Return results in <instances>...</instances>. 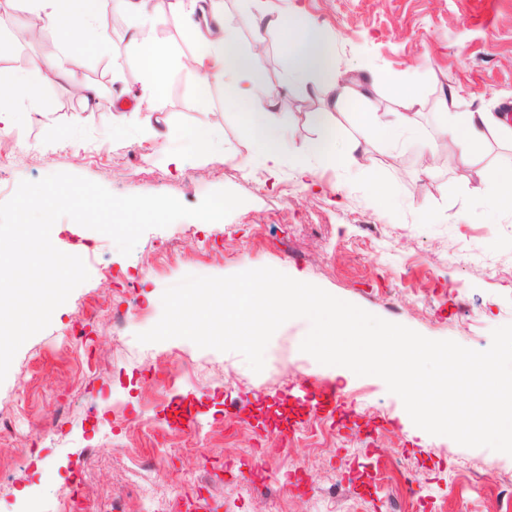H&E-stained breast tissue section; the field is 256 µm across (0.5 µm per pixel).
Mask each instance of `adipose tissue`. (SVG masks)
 Returning <instances> with one entry per match:
<instances>
[{"mask_svg":"<svg viewBox=\"0 0 512 512\" xmlns=\"http://www.w3.org/2000/svg\"><path fill=\"white\" fill-rule=\"evenodd\" d=\"M44 14L50 27L62 35L75 32L85 34L98 51L108 49V35L101 27V18L118 10L138 19L139 25L130 37L135 59L148 81L143 89L147 99L159 97L164 90L165 74L170 59L149 35L155 22L152 0H30ZM178 11L199 13L200 23L189 26L191 38L205 47L196 62L201 69L200 92L209 94L219 88L225 93L227 104L238 108L244 131L250 144L248 163H256L270 174H277L283 166L292 165L296 178L311 172L309 156L325 159L342 156L356 162L363 147L358 138L343 142L335 139L334 112L342 106L348 89L345 74L336 67V56L322 27L314 20L303 18L298 7L276 5L255 19V27L279 31L289 50L293 71L298 75L318 77L315 92L324 105L323 111L310 113V121L322 131L320 139L299 153L288 147V133L273 115L285 93L284 88L263 80V57L258 53L242 54L237 46L239 32L224 19V0H174ZM396 111L381 110L374 102H366L363 111L354 118L361 128H372L389 139L413 132L417 126L419 101L413 89L398 76L388 78ZM460 93L449 89L441 102L444 108L439 117L442 135L451 137L457 148L471 164L484 160L480 150L488 139L512 146V124L491 112L479 110L461 112L457 106Z\"/></svg>","mask_w":512,"mask_h":512,"instance_id":"1","label":"adipose tissue"}]
</instances>
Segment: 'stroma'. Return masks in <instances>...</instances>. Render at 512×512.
<instances>
[{
	"mask_svg": "<svg viewBox=\"0 0 512 512\" xmlns=\"http://www.w3.org/2000/svg\"><path fill=\"white\" fill-rule=\"evenodd\" d=\"M171 0H153V35L171 52L166 89L150 108L116 110L146 82L129 46L136 22L104 21L110 48H83L80 77L86 96L70 93L58 60L62 36L50 26L29 38L34 13L14 0L0 23V81L30 73L33 97L11 104L17 120L0 132V202L23 180L66 172L95 181L118 196L167 194L188 207L228 189L243 204L216 224L183 218L146 231L130 255L106 235L59 219L51 241L79 253L90 277L58 307L48 328L28 339L0 383V412L16 420L0 440V512H143L140 486L155 502L190 494L213 512H391L401 473L419 474L423 489L406 512H505L498 479H479L485 462L512 475V455L468 448L446 436L427 443L409 436L402 400L374 376L344 379L303 353L305 322L293 319L273 335L265 367L254 372L242 355L198 348L183 338L143 344L138 333L161 318L162 295L185 275L222 277L269 266L430 339L474 349L491 344L493 329L512 324V209L489 213L486 166L512 160V149L486 147L484 166L456 158L429 166L400 142L385 149L369 131L358 165H325L311 157L314 175L301 185L291 167L270 176L242 168L248 141L237 111L220 91L199 96L201 44L186 33ZM325 31L340 69L352 70L365 93L388 102L387 74L399 75L421 100L417 134L437 136L438 99L456 86L461 109L503 113L512 106V0H292ZM271 0H224L240 30L239 48L264 43V78L286 86L279 109L301 148L320 131L297 100H314L310 80L289 81V63L275 30L252 21ZM53 67L30 72L31 58ZM208 128L223 145L208 162L185 155L169 164L182 139ZM124 311L122 332L110 315ZM169 370L175 380L161 382ZM333 380L353 417L283 403L279 392L295 377ZM249 396L242 417L226 420V394ZM183 406L199 427L173 423ZM300 426L287 457L273 454L279 431ZM372 436L378 458L354 466L361 440ZM270 473L298 466L299 485L272 481L268 495L237 487L225 468L249 471L254 459ZM339 486L340 500L328 490Z\"/></svg>",
	"mask_w": 512,
	"mask_h": 512,
	"instance_id": "stroma-1",
	"label": "stroma"
}]
</instances>
